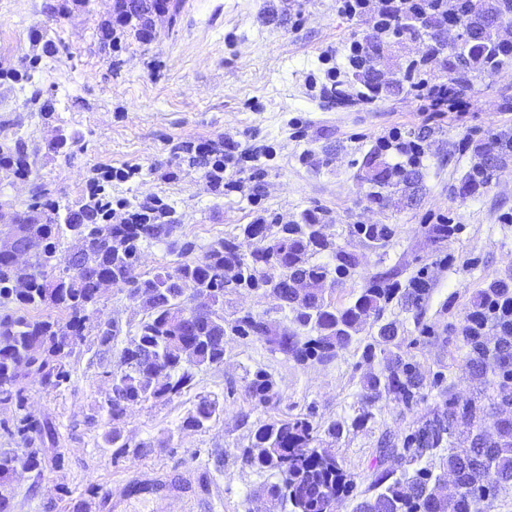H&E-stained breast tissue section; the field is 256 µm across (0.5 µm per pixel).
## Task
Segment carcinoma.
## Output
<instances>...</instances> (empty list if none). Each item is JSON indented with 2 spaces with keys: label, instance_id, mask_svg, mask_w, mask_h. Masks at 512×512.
I'll return each mask as SVG.
<instances>
[{
  "label": "carcinoma",
  "instance_id": "carcinoma-1",
  "mask_svg": "<svg viewBox=\"0 0 512 512\" xmlns=\"http://www.w3.org/2000/svg\"><path fill=\"white\" fill-rule=\"evenodd\" d=\"M126 0H116L113 18L99 28L101 49L116 51L119 40L134 36L148 41L141 21L133 22L125 9ZM512 20V0H469L453 17L461 29V42L448 45L441 39L440 25L426 15L406 16L397 21L404 34L425 35L441 51H448L451 65L445 75L448 89L455 94L471 91L474 82L490 76L508 61L512 50L493 39L500 20ZM31 75L14 67L0 66V85L28 82ZM25 105L43 119L53 118L55 108L43 91L32 86ZM80 141L74 131L56 129L55 141L47 144V155L63 156ZM179 155L167 165L164 176L178 180L187 170L201 173L210 189L224 194V142L186 144L177 147ZM512 162V135L499 132L488 148L471 165L468 183L484 184L495 168ZM367 180L389 182L392 172L365 161ZM33 163L27 142L19 137L0 145V183L28 180ZM405 189L416 191L422 180L418 168L397 174ZM112 171L104 170L91 178L81 199L61 204L43 184L35 185L30 202L22 212L5 213L26 233L44 242L45 251L33 265H18L0 254V302L15 305L16 313L0 317V402L15 404L14 433L17 447L0 450V512H10L9 488L18 472L42 475L45 440L54 439L50 422L40 423L26 412L25 373L38 375L42 383L57 389L70 379L65 359L76 348L91 342L97 354L115 348L122 332L116 321L91 318L100 299L94 280L78 270H93L112 282L140 292L143 316L136 331L117 354L118 371L110 372L111 393L106 399L107 419L121 420L132 407L151 399L171 400L193 386V369L224 363V337L257 340L270 352L280 353L297 364L310 360L327 363L337 351L351 344L357 332L372 322L378 324L377 337L364 347L371 358L375 351L384 355L380 374L366 382L368 403L395 400L406 408L423 399V383L416 364L388 350L397 337L391 323H380L386 306L400 295L419 301L426 288H387L380 284L364 289L348 307L339 309L322 296V281L336 282L355 266L347 251L334 253L336 266L315 263L312 256L327 247L326 225L317 215L306 213L293 224H246L241 232L257 238L254 252L244 256L235 238H220L204 251L196 252L192 241L183 242L179 260L161 267L151 277L131 276L141 247L168 241L181 225L174 206L158 196L131 202L112 201L108 187ZM76 235L88 240L87 250L77 259L62 252L63 242ZM277 281L280 309L292 313L294 328L273 330L263 315L247 311L224 315V290L243 288L267 292ZM212 292L216 309L209 315H194L191 293ZM512 295V279L491 281L476 302L480 310L490 301ZM50 308L56 318H36L29 310ZM466 348L464 370L472 378L487 372L495 376L494 396L486 405L445 393L442 408L397 444L385 434L378 442V456L369 495L359 499L353 512H480V504L495 497L498 489L512 486V317L492 315L487 329L468 320L460 328ZM243 392L255 408L276 409L281 394L276 381L264 370L246 380ZM224 411L219 399L208 395L196 398L183 427L203 430ZM493 420L495 434L484 435V423ZM465 424L469 432L460 449L452 447L455 429ZM321 426L309 416L287 414L251 430L248 445L238 449L240 466L249 470H274L279 482L267 489L272 507L288 512H336V500L352 499L356 483L336 457L317 446ZM114 448L113 459L127 454L129 444L121 430L112 428L106 436ZM439 448L448 449L442 463L444 473L457 476L460 494H442L441 476L430 462Z\"/></svg>",
  "mask_w": 512,
  "mask_h": 512
}]
</instances>
